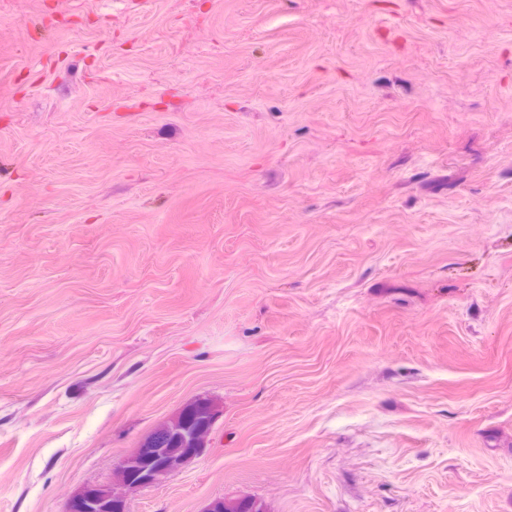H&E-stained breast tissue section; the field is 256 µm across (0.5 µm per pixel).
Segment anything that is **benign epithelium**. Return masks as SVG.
<instances>
[{
    "label": "benign epithelium",
    "mask_w": 512,
    "mask_h": 512,
    "mask_svg": "<svg viewBox=\"0 0 512 512\" xmlns=\"http://www.w3.org/2000/svg\"><path fill=\"white\" fill-rule=\"evenodd\" d=\"M216 415L208 400L186 406L120 461L112 485L83 487L67 499L64 512H128L126 491L159 485L203 454ZM257 508L254 500L245 497L218 498L203 512H253Z\"/></svg>",
    "instance_id": "7a95c632"
}]
</instances>
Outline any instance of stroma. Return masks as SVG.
<instances>
[{
    "instance_id": "stroma-1",
    "label": "stroma",
    "mask_w": 512,
    "mask_h": 512,
    "mask_svg": "<svg viewBox=\"0 0 512 512\" xmlns=\"http://www.w3.org/2000/svg\"><path fill=\"white\" fill-rule=\"evenodd\" d=\"M199 399L129 512H512V0H0V512ZM260 509L258 504L248 498H218L211 501L203 512H242L244 510Z\"/></svg>"
}]
</instances>
